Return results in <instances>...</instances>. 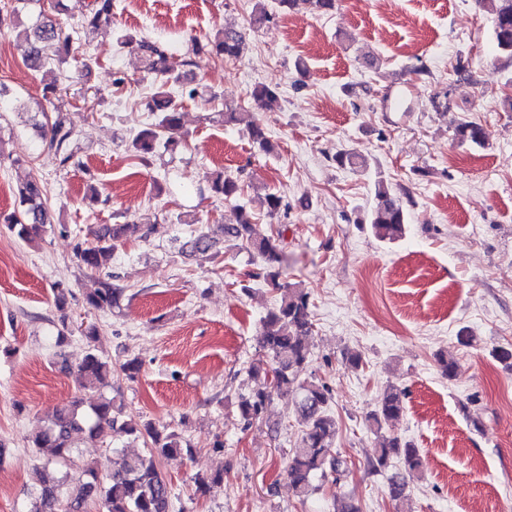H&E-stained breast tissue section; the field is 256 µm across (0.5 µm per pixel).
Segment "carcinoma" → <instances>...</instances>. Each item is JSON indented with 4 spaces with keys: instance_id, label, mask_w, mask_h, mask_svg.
<instances>
[{
    "instance_id": "cac0c4a2",
    "label": "carcinoma",
    "mask_w": 512,
    "mask_h": 512,
    "mask_svg": "<svg viewBox=\"0 0 512 512\" xmlns=\"http://www.w3.org/2000/svg\"><path fill=\"white\" fill-rule=\"evenodd\" d=\"M492 5L493 34L497 51L505 62L512 65V0H478ZM20 7L9 2L0 3V33L12 34L15 40L24 43L22 60L24 65L37 72L51 63L64 65L72 47L67 29L53 18L39 10L36 20L23 26L18 20L20 9L29 4L41 5L42 0H15ZM305 3L313 10L328 14L336 9V0H278L282 8L293 9ZM113 0H93L89 17L82 24L85 34L112 18ZM144 61V70L153 76V93L146 107L154 116L148 126L138 131L132 139L134 156L147 167L158 150L175 151L183 141L181 116L170 88L177 85L181 94L191 100L199 96L195 79L186 66L190 62H171L160 46L142 41L139 44ZM193 51L227 60H239L243 56L242 35L228 28L218 30L204 44H195ZM60 89L55 86L44 88L43 98L52 106L56 117L39 126L40 138L47 150L54 152L59 165L66 166L75 156L72 147L74 133L65 123L61 109L55 100ZM248 97L261 103L268 110L281 107L277 89L267 84L255 86ZM224 121L244 124L252 142L259 151L270 154L274 146L267 136L261 121L243 103L231 105L224 112ZM456 135L460 142L484 147L488 145L489 134L474 122L458 126ZM341 167L362 168L367 158L354 151L344 150L334 157ZM211 196L220 200L233 201L244 192V185L223 173L208 177ZM45 186L33 176L18 188L22 209L8 215L0 214V221L7 229L24 242L32 243L48 231L54 230L51 214L45 205ZM377 206L367 213L364 223L370 225L374 236L381 242L393 243L402 239L409 224V213L403 201L391 187L378 179L374 183ZM266 216L270 219L288 211L284 196L270 192L264 195ZM156 231L154 224L126 221L122 224H103L92 231L93 240H79L74 246L78 261L89 269L106 264L112 256L115 243L128 239H146ZM223 239H218L202 229L186 242L189 253L204 260H214L219 255L217 245L224 242L228 250H247L259 255L261 264L251 274L280 291L275 306L261 320L258 342L265 351L268 361L258 362L249 367L252 386L240 396L239 410L248 425L261 419L274 399L291 395L299 421L304 426L300 445L288 459L287 474L296 495L302 499L319 489L318 481L339 476L348 468L346 459L334 449L339 431L336 417L330 413L332 399L330 386L321 380L304 377L310 349L306 337L313 330L310 293L298 283L288 281L286 257L279 240L263 236L256 230V217L243 206L237 208L234 224L222 226ZM114 276L101 283V287L86 296L89 308L94 310L120 307L125 288L113 282ZM56 305L61 315L57 342L63 343L69 333V315L65 313L66 299L60 294ZM112 364L103 360L91 348L78 368L82 388L100 390L112 386ZM406 392L391 385L387 388L377 408L369 415L370 426L377 432L401 416L405 409ZM124 434L143 440L146 451L142 454H121V463L112 475L102 480L96 469L89 463L81 468L78 478L56 468L44 467L40 487L33 494L30 512H88V506H98L97 512H169L172 488L158 469L163 457L192 454V446L174 430L159 429L150 422L141 423L124 411L114 399L103 397L86 408L83 401L74 399L61 407L55 416L29 440L31 448H50L54 455L67 461L78 439L104 442L112 434ZM400 458L406 470L417 471L423 466L420 451L413 444L397 436H384L374 461L373 470L388 465L392 457Z\"/></svg>"
}]
</instances>
